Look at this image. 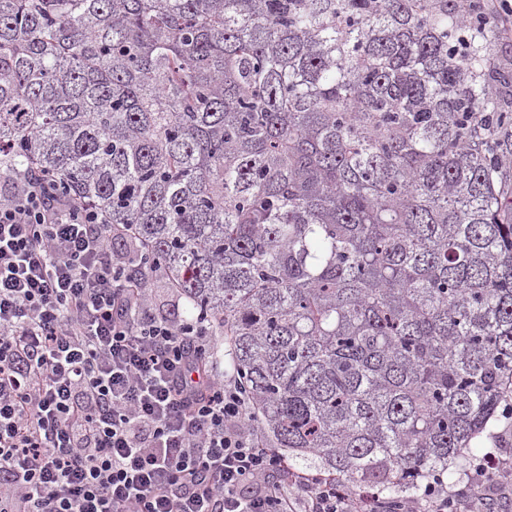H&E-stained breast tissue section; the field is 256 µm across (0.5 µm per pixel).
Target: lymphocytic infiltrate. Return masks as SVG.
<instances>
[{
    "label": "lymphocytic infiltrate",
    "mask_w": 512,
    "mask_h": 512,
    "mask_svg": "<svg viewBox=\"0 0 512 512\" xmlns=\"http://www.w3.org/2000/svg\"><path fill=\"white\" fill-rule=\"evenodd\" d=\"M115 234L0 170V512H383L263 445L203 319L153 313Z\"/></svg>",
    "instance_id": "1"
}]
</instances>
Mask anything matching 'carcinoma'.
<instances>
[{"mask_svg":"<svg viewBox=\"0 0 512 512\" xmlns=\"http://www.w3.org/2000/svg\"><path fill=\"white\" fill-rule=\"evenodd\" d=\"M471 0H0V159L224 336L251 428L399 502L512 394V200Z\"/></svg>","mask_w":512,"mask_h":512,"instance_id":"obj_1","label":"carcinoma"}]
</instances>
